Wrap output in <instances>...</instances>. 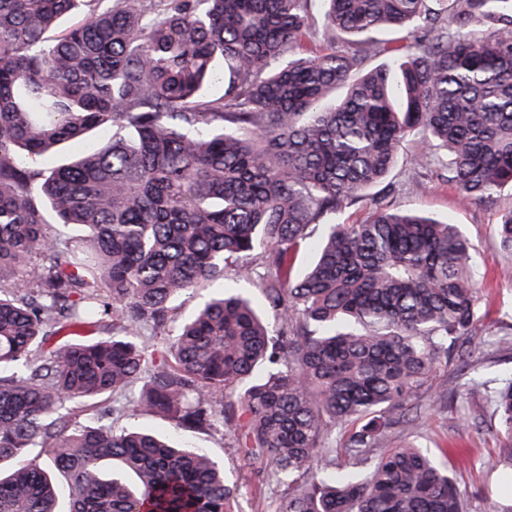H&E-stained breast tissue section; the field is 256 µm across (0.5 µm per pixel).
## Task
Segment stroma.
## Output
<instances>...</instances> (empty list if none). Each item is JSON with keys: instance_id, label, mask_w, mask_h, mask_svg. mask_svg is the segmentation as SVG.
Here are the masks:
<instances>
[{"instance_id": "1", "label": "stroma", "mask_w": 512, "mask_h": 512, "mask_svg": "<svg viewBox=\"0 0 512 512\" xmlns=\"http://www.w3.org/2000/svg\"><path fill=\"white\" fill-rule=\"evenodd\" d=\"M422 151L418 140L405 143L389 175L395 187L394 201L461 227L476 252L482 300L480 321L471 338L480 353L469 365L453 360L440 370L430 393L419 400L426 423L413 440L447 470L470 499L472 512H493L496 503L512 497L504 489L500 470L490 467L492 461L512 452V443L500 431L496 417L485 409L492 388L512 378V255L499 251L495 238L501 213L512 206V193L501 192L480 204L467 203L453 184L444 182L438 163L424 167L413 163V156ZM215 291V284L210 283L178 296L171 304L166 330L145 332L143 340L154 347L169 342L178 323ZM479 407L485 414L477 424L470 413ZM174 434L178 442L209 449L223 462L228 479L240 487L238 512H271L273 490L262 478L263 461L243 460L231 439L221 434Z\"/></svg>"}]
</instances>
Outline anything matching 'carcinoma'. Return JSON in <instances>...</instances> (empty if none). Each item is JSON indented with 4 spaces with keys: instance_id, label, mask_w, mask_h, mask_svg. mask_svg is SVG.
<instances>
[{
    "instance_id": "carcinoma-1",
    "label": "carcinoma",
    "mask_w": 512,
    "mask_h": 512,
    "mask_svg": "<svg viewBox=\"0 0 512 512\" xmlns=\"http://www.w3.org/2000/svg\"><path fill=\"white\" fill-rule=\"evenodd\" d=\"M101 2L0 0V512H234L222 463L115 428L130 410L232 436L272 512H471L418 445L379 451L480 319L470 241L386 178L417 135L466 201L512 189V0H319L348 48L317 55L313 0ZM497 237L512 254V207ZM230 260L259 303L226 291L139 341ZM64 322L119 335L33 357ZM490 403L512 439V379Z\"/></svg>"
}]
</instances>
